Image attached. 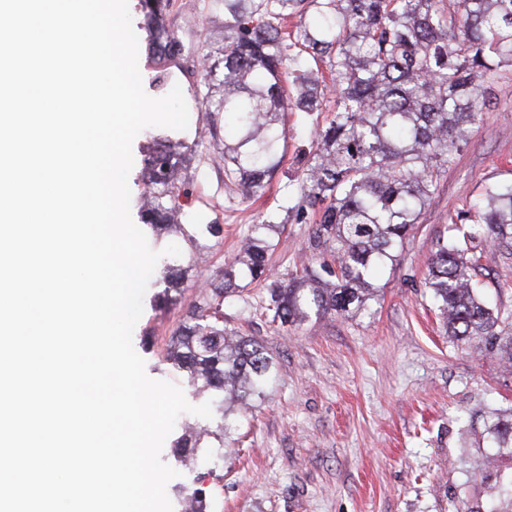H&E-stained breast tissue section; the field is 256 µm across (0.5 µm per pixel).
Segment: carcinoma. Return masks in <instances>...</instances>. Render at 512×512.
Returning <instances> with one entry per match:
<instances>
[{"label":"carcinoma","mask_w":512,"mask_h":512,"mask_svg":"<svg viewBox=\"0 0 512 512\" xmlns=\"http://www.w3.org/2000/svg\"><path fill=\"white\" fill-rule=\"evenodd\" d=\"M148 56L160 68L181 66L186 45L170 23L174 0H140ZM314 8L293 32L283 22ZM224 12L219 56H209L194 95L201 111L232 114L237 138L224 144V171L245 200L265 193L279 166L289 110L320 112L332 95L334 115L301 161L302 207L318 211L309 248L319 269L271 279L273 234L263 221L239 249L224 281L191 306L166 346L165 358L207 397L218 417L187 425L176 442L187 459L199 448L237 441L240 421L264 396L276 363L264 347L224 326V299L248 280L266 283L271 323L298 327L311 316L346 317L377 297L375 277L393 264L438 191L451 155L485 105L487 87L512 66V0H210ZM328 65V72L321 70ZM292 76L288 91L282 77ZM194 148L163 139L148 159L139 198L153 231L181 229L179 165ZM473 223L503 252L512 250V188H493L473 205ZM439 242L428 287L458 340L481 336L512 368V327L485 305L470 271L476 259ZM188 268L165 271L163 301L177 299ZM483 435L497 452L481 481L512 512V414L493 413ZM206 490L194 489L182 512H207Z\"/></svg>","instance_id":"obj_1"}]
</instances>
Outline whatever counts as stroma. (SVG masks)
I'll return each mask as SVG.
<instances>
[{
    "label": "stroma",
    "mask_w": 512,
    "mask_h": 512,
    "mask_svg": "<svg viewBox=\"0 0 512 512\" xmlns=\"http://www.w3.org/2000/svg\"><path fill=\"white\" fill-rule=\"evenodd\" d=\"M207 6L208 0H176L171 20L191 55L168 77L180 85L189 111L187 129L171 131L172 140L205 134L179 172L180 222L202 248L168 259L193 267L175 303L163 302L164 274L155 269L132 337L147 375L180 387L186 380L166 362V344L233 263L261 215L275 212L283 226L272 258L276 276L290 277L310 262L316 216L296 210L298 160L311 152L316 127L328 119L324 112L289 113L287 151L265 194L243 200L224 176L232 124L210 122L190 89L202 80V61L214 47L205 29ZM486 101L397 263L377 278L380 295L368 311L313 317L286 330L268 324L261 285L225 299V325L261 342L277 371L223 456L203 448L191 464L182 463L175 446L182 430L174 428L161 453L177 472L167 485L172 504L202 487L209 512H449L455 501L475 512L485 508L488 495L477 472L492 449L464 439L473 433L472 412L512 406V372L477 341L446 334L426 277L438 239L468 245L479 260L475 280L483 299L512 313V259L464 218L486 187L512 186V68L503 67ZM210 224L221 225L220 237L207 232ZM184 234L148 243L160 251L183 245Z\"/></svg>",
    "instance_id": "obj_1"
}]
</instances>
